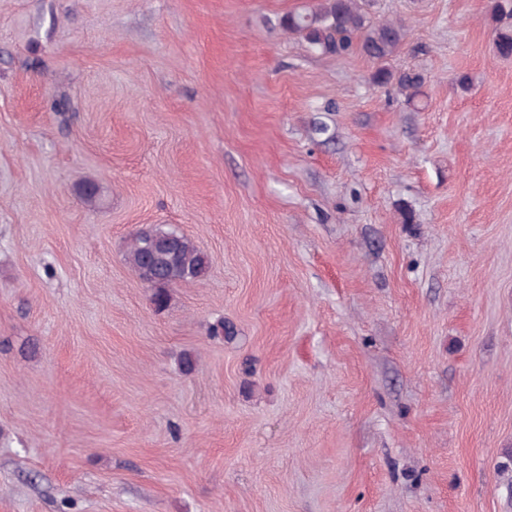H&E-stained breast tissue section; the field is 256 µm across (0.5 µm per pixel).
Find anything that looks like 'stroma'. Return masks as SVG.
Here are the masks:
<instances>
[{
    "instance_id": "1",
    "label": "stroma",
    "mask_w": 512,
    "mask_h": 512,
    "mask_svg": "<svg viewBox=\"0 0 512 512\" xmlns=\"http://www.w3.org/2000/svg\"><path fill=\"white\" fill-rule=\"evenodd\" d=\"M317 2L0 0V512H512L494 0H368L380 63ZM154 224L210 260L161 310ZM319 2L307 11L289 13L282 20L285 29L300 35L316 52L340 56L356 49L369 59L383 61L405 37L400 25H366L359 0Z\"/></svg>"
}]
</instances>
